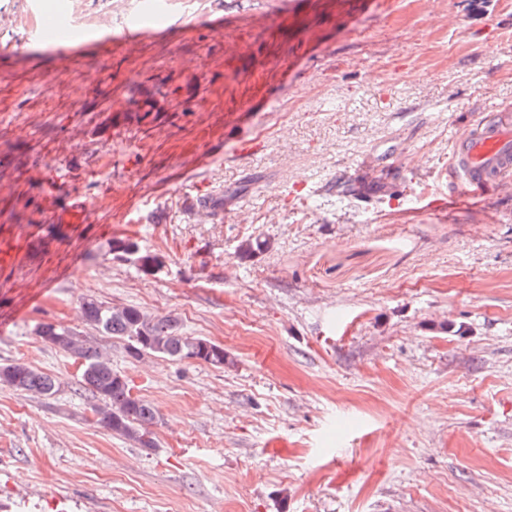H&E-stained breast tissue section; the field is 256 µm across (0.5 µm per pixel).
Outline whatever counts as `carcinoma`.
Returning a JSON list of instances; mask_svg holds the SVG:
<instances>
[{"label": "carcinoma", "instance_id": "1", "mask_svg": "<svg viewBox=\"0 0 512 512\" xmlns=\"http://www.w3.org/2000/svg\"><path fill=\"white\" fill-rule=\"evenodd\" d=\"M112 249L125 254L134 252L139 268L152 273L159 265L155 256L140 251L130 240L112 242ZM81 312L86 322L102 333L127 342L131 357L152 354L173 360H195L215 367L227 363L224 347L201 336H188L176 320L152 317L135 306L116 307L97 298L82 299ZM73 354L81 360L78 390L90 399L95 427L121 435L142 448L155 447L151 427L157 414L153 404L132 393L126 379L112 369L111 360L87 339H82ZM0 380L24 393L50 395L54 379L22 362L0 366Z\"/></svg>", "mask_w": 512, "mask_h": 512}]
</instances>
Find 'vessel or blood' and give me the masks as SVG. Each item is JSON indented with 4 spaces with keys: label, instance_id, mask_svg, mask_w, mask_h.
Listing matches in <instances>:
<instances>
[{
    "label": "vessel or blood",
    "instance_id": "1",
    "mask_svg": "<svg viewBox=\"0 0 512 512\" xmlns=\"http://www.w3.org/2000/svg\"><path fill=\"white\" fill-rule=\"evenodd\" d=\"M454 193H512V114L488 112L456 138Z\"/></svg>",
    "mask_w": 512,
    "mask_h": 512
}]
</instances>
